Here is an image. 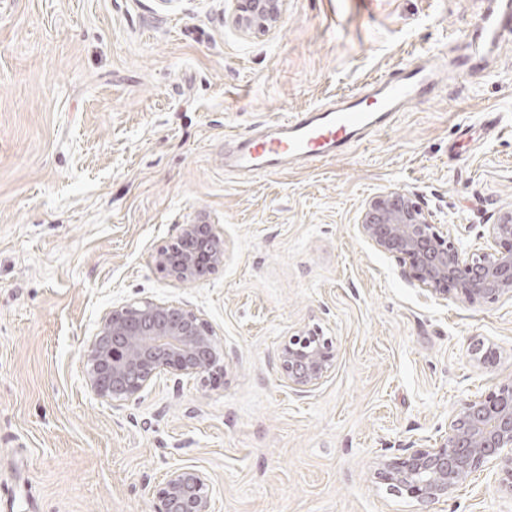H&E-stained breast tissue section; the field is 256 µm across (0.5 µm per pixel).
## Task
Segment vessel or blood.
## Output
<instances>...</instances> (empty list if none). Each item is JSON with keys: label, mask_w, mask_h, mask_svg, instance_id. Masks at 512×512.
Wrapping results in <instances>:
<instances>
[{"label": "vessel or blood", "mask_w": 512, "mask_h": 512, "mask_svg": "<svg viewBox=\"0 0 512 512\" xmlns=\"http://www.w3.org/2000/svg\"><path fill=\"white\" fill-rule=\"evenodd\" d=\"M512 38V0H497L479 26L465 31L463 41L495 43ZM453 67L470 77H484L482 55L464 53ZM436 87L435 71L424 66L400 68L393 79L374 83L367 92L341 98L305 112L266 123L264 133L226 139L224 167L249 175H268L294 161L325 159L351 148L371 133L388 129L398 112L428 98Z\"/></svg>", "instance_id": "vessel-or-blood-1"}]
</instances>
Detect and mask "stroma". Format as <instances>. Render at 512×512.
I'll return each mask as SVG.
<instances>
[{
  "label": "stroma",
  "mask_w": 512,
  "mask_h": 512,
  "mask_svg": "<svg viewBox=\"0 0 512 512\" xmlns=\"http://www.w3.org/2000/svg\"><path fill=\"white\" fill-rule=\"evenodd\" d=\"M491 0H284L245 34L229 0H0V500L14 512H157L170 470L204 471L213 512H421L376 462L437 439L512 379V299H436L361 234L401 188L481 251L512 209V40L488 76L441 82L370 142L316 165L225 172L224 139L336 101L456 37ZM500 113L498 136L476 122ZM207 224L224 262L191 284L158 252ZM201 314L225 367L163 374L115 406L83 352L109 311ZM319 329L335 366L308 393L272 365ZM441 512H512L494 469Z\"/></svg>",
  "instance_id": "stroma-1"
}]
</instances>
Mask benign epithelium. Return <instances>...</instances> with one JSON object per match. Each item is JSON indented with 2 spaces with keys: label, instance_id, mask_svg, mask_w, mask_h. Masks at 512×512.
Segmentation results:
<instances>
[{
  "label": "benign epithelium",
  "instance_id": "obj_1",
  "mask_svg": "<svg viewBox=\"0 0 512 512\" xmlns=\"http://www.w3.org/2000/svg\"><path fill=\"white\" fill-rule=\"evenodd\" d=\"M232 24L242 32L266 31L281 17L282 0H231ZM360 231L381 252L399 258L405 276L430 296L452 291L472 305L512 298V210L490 225L487 249L463 250L407 192L390 189L371 197L360 217ZM224 262V240L207 224H185L171 249L158 255L181 282L201 278L199 253ZM332 341L317 330H302L274 355L280 378L307 393L335 365ZM86 379L99 397L127 401L162 373L192 376L223 368L212 329L199 314L181 306L142 300L108 312L84 352ZM499 468L500 483L512 491V380L480 398L468 399L448 417L435 442L377 462L376 478L428 507L448 501L484 465ZM213 488L206 473L191 467L170 471L157 491L158 512H212Z\"/></svg>",
  "mask_w": 512,
  "mask_h": 512
}]
</instances>
